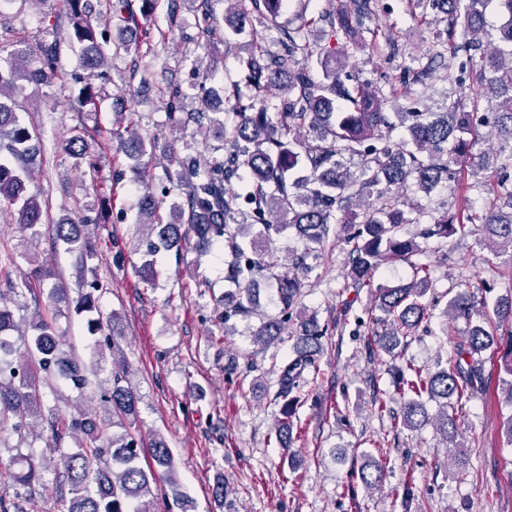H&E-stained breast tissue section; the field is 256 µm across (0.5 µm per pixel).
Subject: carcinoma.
<instances>
[{
    "mask_svg": "<svg viewBox=\"0 0 512 512\" xmlns=\"http://www.w3.org/2000/svg\"><path fill=\"white\" fill-rule=\"evenodd\" d=\"M498 3L506 16L499 28L498 41L484 40L485 12L490 2ZM178 0H141L140 11L166 12L169 24L177 20ZM197 13L196 43L205 53L214 48L212 40L220 30L216 6L224 5V21L230 35L240 36L252 16L266 20L268 35L264 42L277 45L271 50L248 44L242 60V81L224 89L222 117L205 109L184 111L181 90L169 84L163 95L170 121L195 124L199 129H213L224 139V155L202 161L193 155L179 156L159 137L140 135L120 138L129 159V170L141 173L143 159L157 150L169 154L176 164V182L184 186V200L161 213L163 198L169 187L157 190L143 186L136 226L146 231L148 252L181 248L185 240L194 248L206 251L218 243L225 244L232 260L224 269V280L235 288L224 292L223 308L215 310V319L225 325L232 318L250 312L254 278L267 269L258 240L250 237L252 226L263 225L265 244L290 227L308 243L324 244L345 232L350 245V287L371 286L373 272L391 259L410 260L420 253L417 238L446 239L472 224L480 228L494 253L512 250V190L504 189L480 213L446 214L431 224H421L413 217L415 207L390 194V187L411 188L429 194L452 175V167L468 156L469 140L480 127L489 124L503 147L512 150V0H422L425 8L448 21L446 38L425 49L428 63L456 54L454 39L464 38L462 50L466 60L458 71H467L480 87L491 111L487 113L458 108L446 112L386 111L394 99V88L387 90L374 83H358L349 88L339 75L346 67L347 49L364 42V20L371 18V0H328V8L316 19L296 26L279 22L284 0H192ZM68 19V38L81 50L87 76L76 96V103L92 104L97 99L95 81L107 79L108 54L130 52L120 39L107 51L100 42L97 11L92 0H63ZM106 8L116 17L135 20L132 0H106ZM321 26L328 44L317 46L311 39L314 27ZM60 44L43 42L38 53L17 50L7 67L0 66V96L4 89H14L20 81L51 83L57 74ZM252 91L243 102L240 84ZM400 125L406 128L411 148L389 146L378 149L369 144L382 138V130ZM63 150L75 166L95 169L83 136L66 142ZM40 134L20 124L12 107L0 101V199L17 206L19 224L32 227L43 221L37 197L26 194L25 181L31 167L41 155ZM364 157L360 172L345 167L344 155ZM357 201L365 207L363 220L349 204ZM407 224L419 231L406 237L401 233ZM55 240L75 253L79 273L94 272L97 258L95 239L89 225L64 218L53 224ZM309 251L295 253L291 276L275 277L280 303V317L265 322L254 334V342L267 345L278 339L281 324L292 318L301 296L303 282L298 272L307 268ZM413 277L407 283L376 288L375 342L390 351L409 336L426 317L423 297L427 291L426 268L411 264ZM51 271L41 265L29 277L0 283V334L15 328L13 307L27 296L36 295L35 285ZM87 291L76 301V310L88 315V328L97 333L103 327L99 310L104 287L94 278L86 283ZM475 295L468 290L448 301L445 314L451 319L472 323L467 336L454 346L447 368L424 376L411 363L398 370L396 386L407 396L401 419L407 427L433 421L445 440L454 443L461 433L454 417L443 412L430 417L422 397L450 400L461 398L485 386L481 353L494 346L501 350V368L510 377L502 381L503 402L512 408V301L496 306L501 322L509 324L496 336L482 325L473 323L478 315ZM322 331L315 321L305 324L294 355L280 368L277 395L297 401L309 375L317 373L321 354L318 336ZM24 337L27 354L45 372H57L80 392L102 389L100 405L105 414L131 416L136 413L138 397L123 385L124 372L112 370L111 385L98 379V364L88 365L56 336L53 328L37 315L29 323ZM12 345L0 338V429L12 427L25 440L22 430L44 424L50 430L47 451L38 458L21 451L13 456L19 468L9 475L0 490V512H20L7 496L9 484L35 490L43 473H61L69 484L68 495L59 498V512H158L159 496L154 488L160 475L175 484L173 453L162 438L154 439L151 448L138 446L129 433L104 440L99 437L102 419L91 413L68 415L56 405L45 408L44 394L38 380L21 365L10 360ZM75 441V450L54 457L64 438Z\"/></svg>",
    "mask_w": 512,
    "mask_h": 512,
    "instance_id": "obj_1",
    "label": "carcinoma"
}]
</instances>
